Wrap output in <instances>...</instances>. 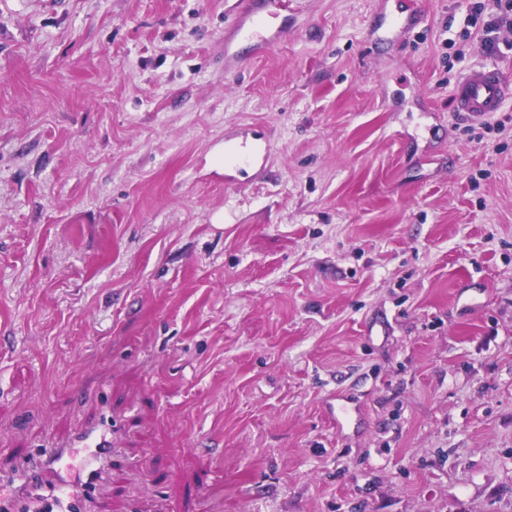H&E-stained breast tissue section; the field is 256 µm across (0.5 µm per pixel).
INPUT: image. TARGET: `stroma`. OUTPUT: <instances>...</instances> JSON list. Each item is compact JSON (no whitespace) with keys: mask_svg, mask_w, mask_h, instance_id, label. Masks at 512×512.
I'll return each instance as SVG.
<instances>
[{"mask_svg":"<svg viewBox=\"0 0 512 512\" xmlns=\"http://www.w3.org/2000/svg\"><path fill=\"white\" fill-rule=\"evenodd\" d=\"M241 2L0 0V474L108 418L83 512H512V100L453 110L470 0H288L258 51ZM245 153H239L233 156L231 160L232 166L245 176H248L250 172H254V175H259L260 161L266 154L265 145L261 142H254L247 145H242Z\"/></svg>","mask_w":512,"mask_h":512,"instance_id":"1","label":"stroma"}]
</instances>
